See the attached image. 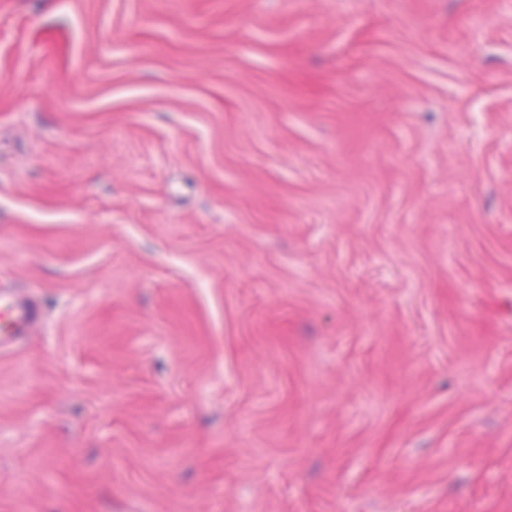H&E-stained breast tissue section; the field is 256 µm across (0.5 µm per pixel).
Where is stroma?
Instances as JSON below:
<instances>
[{"label": "stroma", "instance_id": "stroma-1", "mask_svg": "<svg viewBox=\"0 0 512 512\" xmlns=\"http://www.w3.org/2000/svg\"><path fill=\"white\" fill-rule=\"evenodd\" d=\"M0 512H512V0H0ZM3 316L7 319L3 329L7 334L0 336V351L25 336L37 322L39 313L33 300L0 291V319Z\"/></svg>", "mask_w": 512, "mask_h": 512}]
</instances>
